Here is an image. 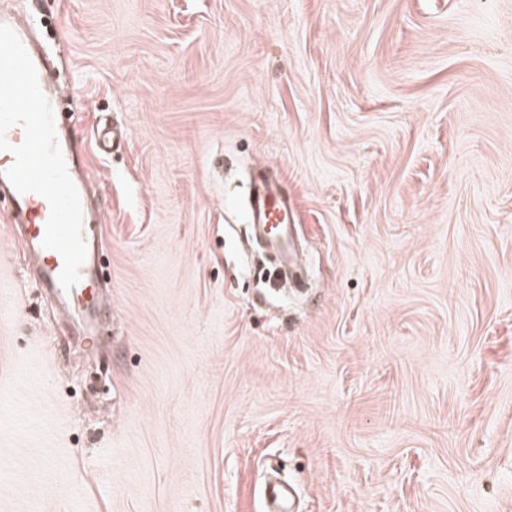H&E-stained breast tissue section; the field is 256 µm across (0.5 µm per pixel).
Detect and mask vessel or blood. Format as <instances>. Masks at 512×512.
I'll list each match as a JSON object with an SVG mask.
<instances>
[{
    "instance_id": "vessel-or-blood-1",
    "label": "vessel or blood",
    "mask_w": 512,
    "mask_h": 512,
    "mask_svg": "<svg viewBox=\"0 0 512 512\" xmlns=\"http://www.w3.org/2000/svg\"><path fill=\"white\" fill-rule=\"evenodd\" d=\"M55 127L58 145L68 174L78 190L80 203L88 205L85 169L71 144L72 123L59 117L55 120ZM13 162L11 153L0 151V195L7 197L10 202L7 210L8 221L22 233L27 257L40 264L38 287L57 297L63 313L75 314L82 319L84 328L80 338L85 347H92L96 336L95 327L102 321L107 310L101 294L93 286L98 275L95 259L105 251L103 234L94 224L84 223L83 236L87 245V256L80 268L81 279L71 290H63L58 281L63 259L58 252L42 245L50 214L49 204L38 194H21L14 189L6 177ZM251 194L252 203L247 210V222L253 236L278 257L283 270H293L297 256L294 239L295 203L278 172H271L254 184ZM264 497L271 504L269 512H294L291 506L292 492L287 487L269 485L264 491Z\"/></svg>"
}]
</instances>
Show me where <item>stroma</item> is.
Wrapping results in <instances>:
<instances>
[{
	"label": "stroma",
	"mask_w": 512,
	"mask_h": 512,
	"mask_svg": "<svg viewBox=\"0 0 512 512\" xmlns=\"http://www.w3.org/2000/svg\"><path fill=\"white\" fill-rule=\"evenodd\" d=\"M26 4L112 316L85 354L0 222V512H266L272 466L301 512H512V0ZM251 167L296 199L286 295Z\"/></svg>",
	"instance_id": "stroma-1"
}]
</instances>
